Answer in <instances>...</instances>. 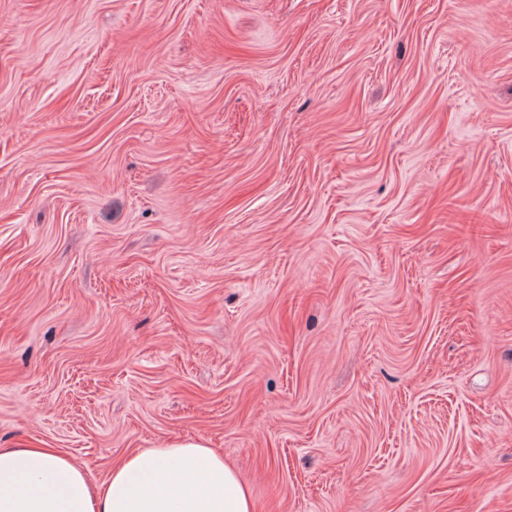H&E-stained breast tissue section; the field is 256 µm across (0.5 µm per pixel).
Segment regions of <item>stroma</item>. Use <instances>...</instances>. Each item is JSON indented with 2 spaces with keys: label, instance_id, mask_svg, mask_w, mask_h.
<instances>
[{
  "label": "stroma",
  "instance_id": "35a3bbf8",
  "mask_svg": "<svg viewBox=\"0 0 512 512\" xmlns=\"http://www.w3.org/2000/svg\"><path fill=\"white\" fill-rule=\"evenodd\" d=\"M199 439L512 512V0H0V446Z\"/></svg>",
  "mask_w": 512,
  "mask_h": 512
}]
</instances>
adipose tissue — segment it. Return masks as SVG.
<instances>
[{
    "label": "adipose tissue",
    "mask_w": 512,
    "mask_h": 512,
    "mask_svg": "<svg viewBox=\"0 0 512 512\" xmlns=\"http://www.w3.org/2000/svg\"><path fill=\"white\" fill-rule=\"evenodd\" d=\"M248 486L203 441L127 455L104 480L66 454L0 448V512H253Z\"/></svg>",
    "instance_id": "ef3b65f1"
}]
</instances>
